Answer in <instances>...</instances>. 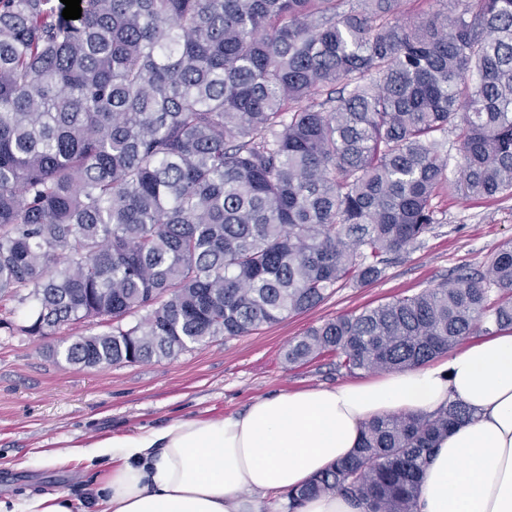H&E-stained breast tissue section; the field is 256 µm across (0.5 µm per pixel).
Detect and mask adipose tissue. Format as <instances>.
Wrapping results in <instances>:
<instances>
[{"instance_id":"ef3b65f1","label":"adipose tissue","mask_w":512,"mask_h":512,"mask_svg":"<svg viewBox=\"0 0 512 512\" xmlns=\"http://www.w3.org/2000/svg\"><path fill=\"white\" fill-rule=\"evenodd\" d=\"M471 417L446 433L419 484L418 512H512V331L437 362L334 387L282 391L219 420L174 419L94 443L112 468L95 512H279L289 493L355 452L364 425L430 414ZM0 512H76L66 494L0 499Z\"/></svg>"}]
</instances>
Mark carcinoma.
Segmentation results:
<instances>
[{
  "mask_svg": "<svg viewBox=\"0 0 512 512\" xmlns=\"http://www.w3.org/2000/svg\"><path fill=\"white\" fill-rule=\"evenodd\" d=\"M0 0V327L72 364L170 358L381 277L439 223L443 192L512 191V0ZM458 132L447 174L437 133ZM143 313L134 323L126 318ZM512 329V243L485 269L288 345L336 368L424 365ZM460 402L368 422L298 492L417 512Z\"/></svg>",
  "mask_w": 512,
  "mask_h": 512,
  "instance_id": "carcinoma-1",
  "label": "carcinoma"
}]
</instances>
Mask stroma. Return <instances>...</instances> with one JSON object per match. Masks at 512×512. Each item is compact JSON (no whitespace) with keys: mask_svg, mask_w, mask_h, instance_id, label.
<instances>
[{"mask_svg":"<svg viewBox=\"0 0 512 512\" xmlns=\"http://www.w3.org/2000/svg\"><path fill=\"white\" fill-rule=\"evenodd\" d=\"M441 221L387 265L381 278L349 282L315 308L247 336L217 337L168 359L85 367L57 357L54 336L0 328V496L63 492L86 500L105 472L87 468L89 445L176 418L220 419L280 391L367 378L336 367L334 355L289 365L291 340L342 314H357L480 269L512 241V195L441 196ZM63 466H50L58 454Z\"/></svg>","mask_w":512,"mask_h":512,"instance_id":"1","label":"stroma"}]
</instances>
